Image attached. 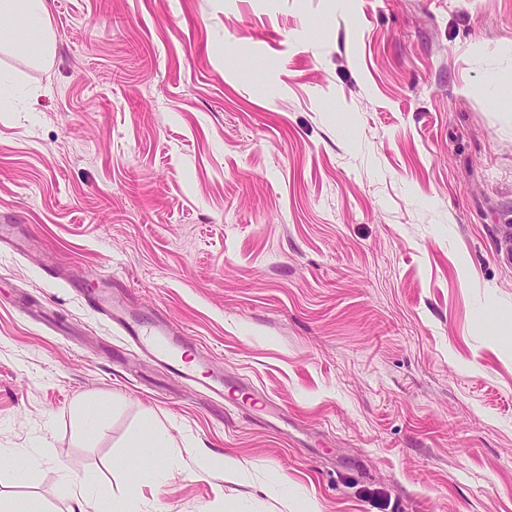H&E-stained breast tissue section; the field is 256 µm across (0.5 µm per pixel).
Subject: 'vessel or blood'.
I'll use <instances>...</instances> for the list:
<instances>
[{"label":"vessel or blood","mask_w":512,"mask_h":512,"mask_svg":"<svg viewBox=\"0 0 512 512\" xmlns=\"http://www.w3.org/2000/svg\"><path fill=\"white\" fill-rule=\"evenodd\" d=\"M107 276L97 275L92 287L82 289L87 304L115 324L125 340L148 353L175 377L223 394L239 390L236 382L224 380L210 368V357L193 347L189 337L174 326L147 322L124 310L106 288Z\"/></svg>","instance_id":"1"}]
</instances>
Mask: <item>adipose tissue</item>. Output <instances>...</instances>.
I'll return each instance as SVG.
<instances>
[{
  "label": "adipose tissue",
  "instance_id": "1",
  "mask_svg": "<svg viewBox=\"0 0 512 512\" xmlns=\"http://www.w3.org/2000/svg\"><path fill=\"white\" fill-rule=\"evenodd\" d=\"M47 0H0V45L22 43L33 58L49 61L53 36Z\"/></svg>",
  "mask_w": 512,
  "mask_h": 512
}]
</instances>
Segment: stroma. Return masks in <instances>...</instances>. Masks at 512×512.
Returning a JSON list of instances; mask_svg holds the SVG:
<instances>
[{
	"mask_svg": "<svg viewBox=\"0 0 512 512\" xmlns=\"http://www.w3.org/2000/svg\"><path fill=\"white\" fill-rule=\"evenodd\" d=\"M48 9L49 63L0 47V493L122 499L160 422L152 512H512V0ZM94 274L286 431L124 345ZM196 464L202 470L222 468L224 470V477L229 481H236L242 474L239 461L230 455L215 458L210 454L200 453L196 458ZM68 494L75 502V507L70 512H88L97 501L94 489L82 483L70 485Z\"/></svg>",
	"mask_w": 512,
	"mask_h": 512,
	"instance_id": "obj_1",
	"label": "stroma"
}]
</instances>
